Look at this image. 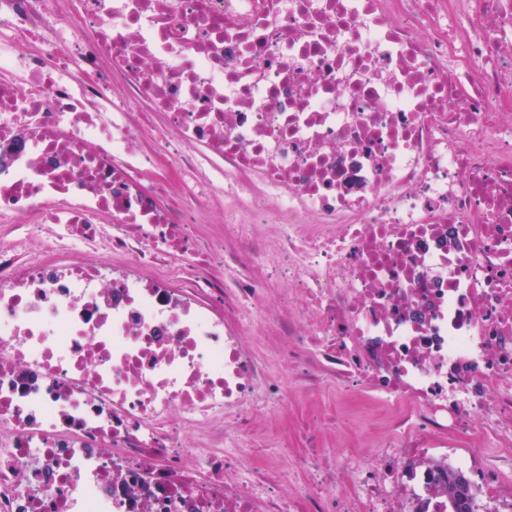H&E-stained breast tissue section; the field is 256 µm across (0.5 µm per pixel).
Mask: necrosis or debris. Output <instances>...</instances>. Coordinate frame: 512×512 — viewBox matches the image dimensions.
I'll use <instances>...</instances> for the list:
<instances>
[{
  "instance_id": "necrosis-or-debris-1",
  "label": "necrosis or debris",
  "mask_w": 512,
  "mask_h": 512,
  "mask_svg": "<svg viewBox=\"0 0 512 512\" xmlns=\"http://www.w3.org/2000/svg\"><path fill=\"white\" fill-rule=\"evenodd\" d=\"M216 195L252 200L232 249L195 233ZM292 369L392 435L262 458ZM489 447L512 0H0V512H451L476 463L475 512H512ZM461 479L468 480V487L466 482L462 484V489L465 491L467 487V493L461 495L457 492L459 482ZM472 485L470 480L460 471L448 469V475H445L440 484V490L448 495V501L453 505V512H473V501L471 493Z\"/></svg>"
}]
</instances>
